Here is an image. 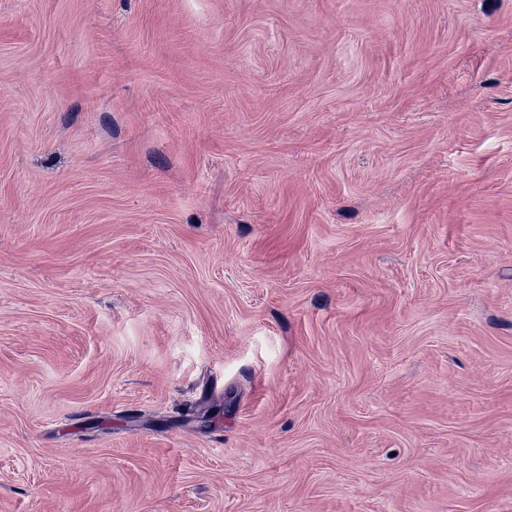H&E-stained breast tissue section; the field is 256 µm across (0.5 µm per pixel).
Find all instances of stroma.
<instances>
[{"mask_svg": "<svg viewBox=\"0 0 512 512\" xmlns=\"http://www.w3.org/2000/svg\"><path fill=\"white\" fill-rule=\"evenodd\" d=\"M0 512H512V0H0Z\"/></svg>", "mask_w": 512, "mask_h": 512, "instance_id": "stroma-1", "label": "stroma"}]
</instances>
